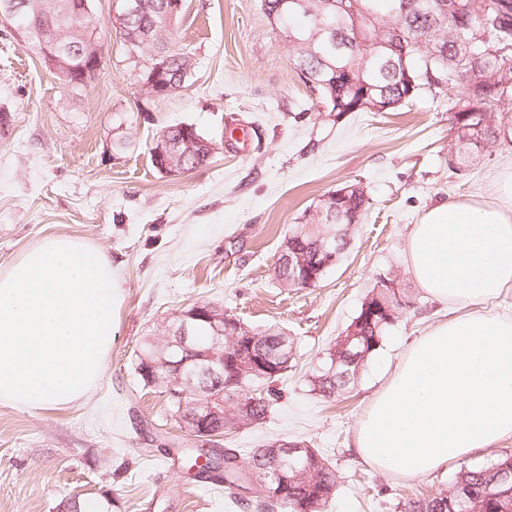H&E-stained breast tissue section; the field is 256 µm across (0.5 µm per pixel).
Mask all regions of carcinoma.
Returning a JSON list of instances; mask_svg holds the SVG:
<instances>
[{
  "label": "carcinoma",
  "instance_id": "1",
  "mask_svg": "<svg viewBox=\"0 0 512 512\" xmlns=\"http://www.w3.org/2000/svg\"><path fill=\"white\" fill-rule=\"evenodd\" d=\"M136 12L125 27L115 29L122 43L134 39L143 44L140 56L151 59L155 53L166 56L165 75L178 88L184 86L196 67L193 54L178 45L168 19V0H135ZM266 16L282 19L291 27L288 33L289 57L300 77L318 93L310 111L327 106L340 118L346 112L390 111L424 92L453 94L450 124L455 150L448 164L468 170L497 140L512 134V109L502 103L512 98V0H260ZM68 24L58 14L38 15L24 8L15 22L27 50L40 56L42 29L56 30ZM162 135L171 143L168 165L195 171L207 163L204 140L185 131L178 123L164 128ZM369 198L365 188L355 184L347 207L340 212L321 206L322 215L311 222L296 224L284 236L274 273L284 289L297 288L288 255L298 251L314 259L313 246L329 237L333 247L347 249L348 235L337 233L336 225L360 224L366 218ZM409 296L396 288L378 292L377 302L398 315ZM361 336L343 345L338 336L323 353L318 365L306 375L310 391L324 399H334L357 376L379 347L381 337L391 326L381 317L370 320L359 310L354 318ZM182 323L172 318L168 335L158 339L143 337L138 346L135 372L144 385L165 398L170 417L186 428V435L175 442L177 460L191 470L200 456L197 436L189 429L196 417L208 419L214 447L207 450L210 464L193 476L209 479L224 487L233 504L240 498L234 489L255 485L260 493L259 512H325L336 487V477L323 454L310 448L304 457L276 470L274 443L253 448L248 453L227 443L219 448L217 437L263 423L272 408L270 384L288 373L293 360V342L281 330H259L224 314V335L217 336L212 325L199 321L194 328L198 347L220 355L238 353L240 365L235 374H219L209 360L196 359L185 365L181 376L159 371L168 381L146 378V362L169 350L180 362L183 355L169 346ZM267 368L251 367L255 358ZM181 381V386L170 383ZM188 391L180 398L176 392ZM512 470V454H502L484 466L460 470L453 482L438 492L404 503L402 512H499L512 501V483L503 484L498 474Z\"/></svg>",
  "mask_w": 512,
  "mask_h": 512
}]
</instances>
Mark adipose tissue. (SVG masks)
<instances>
[{
	"label": "adipose tissue",
	"instance_id": "1",
	"mask_svg": "<svg viewBox=\"0 0 512 512\" xmlns=\"http://www.w3.org/2000/svg\"><path fill=\"white\" fill-rule=\"evenodd\" d=\"M410 272L443 317L416 338L371 398L358 456L415 478L512 439V162L489 191L435 204L407 236Z\"/></svg>",
	"mask_w": 512,
	"mask_h": 512
}]
</instances>
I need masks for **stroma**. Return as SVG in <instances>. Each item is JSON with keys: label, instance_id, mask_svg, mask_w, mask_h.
Here are the masks:
<instances>
[{"label": "stroma", "instance_id": "35a3bbf8", "mask_svg": "<svg viewBox=\"0 0 512 512\" xmlns=\"http://www.w3.org/2000/svg\"><path fill=\"white\" fill-rule=\"evenodd\" d=\"M95 11L104 62L83 93L0 24V110L10 115L0 130V274L45 237L64 236L104 251L123 287L112 350L85 398L39 410L0 403V512H58L73 496L111 497V512H243L167 459L181 431L135 373L142 338L164 336L173 315L196 302L292 339L294 366L273 385L271 413L231 442L252 448L279 438L319 449L336 475L327 512H401L402 501L444 488L461 467L512 453L509 441L409 479L377 471L353 448L384 372L442 315L409 271L411 225L436 203L487 190L512 160V141L498 140L473 170L457 172L448 165L447 96L425 93L393 112H311L314 94L260 0H188L177 32L196 71L175 94L141 97L108 23L111 0H95ZM134 110L138 119L123 127L133 148L115 153L112 118ZM182 122L216 149L198 171L169 177L148 148L162 128ZM355 180L367 188L369 210L342 262L317 287L280 290L274 260L290 227L323 194ZM390 270L413 307L339 397L309 392L306 373Z\"/></svg>", "mask_w": 512, "mask_h": 512}]
</instances>
